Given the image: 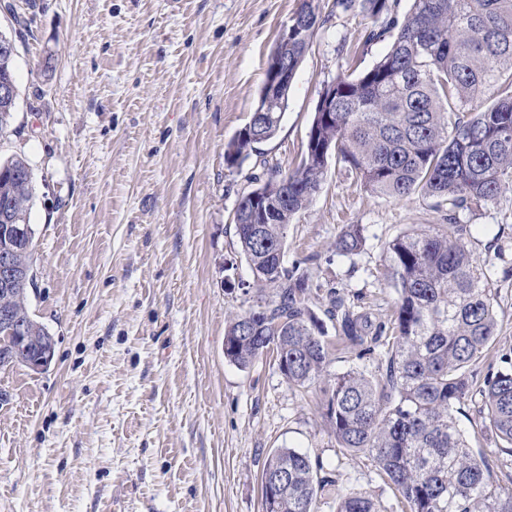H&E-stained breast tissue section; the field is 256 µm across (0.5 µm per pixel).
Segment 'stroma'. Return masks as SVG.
<instances>
[{
    "label": "stroma",
    "mask_w": 512,
    "mask_h": 512,
    "mask_svg": "<svg viewBox=\"0 0 512 512\" xmlns=\"http://www.w3.org/2000/svg\"><path fill=\"white\" fill-rule=\"evenodd\" d=\"M300 0H0L18 97L0 158L25 157L35 200L29 310L53 337L46 371H0V512H262L271 450L308 454L326 485L319 512L354 493L378 512L408 506L365 453L339 448L318 389L288 384L274 356L224 358L228 315L256 299L231 226L238 199L270 165L289 170L319 91L371 67L361 20L335 17L298 69L280 128L242 166L224 146L254 111L267 60ZM420 195L387 199L329 163L288 226L285 261L320 290L390 323L397 295L378 274L397 235L440 225ZM496 291L497 338L478 376L512 354V192L460 215ZM366 239L343 257L345 225ZM456 414L502 489L508 456L480 418Z\"/></svg>",
    "instance_id": "1"
}]
</instances>
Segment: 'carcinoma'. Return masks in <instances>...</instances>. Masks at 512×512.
Segmentation results:
<instances>
[{"label": "carcinoma", "mask_w": 512, "mask_h": 512, "mask_svg": "<svg viewBox=\"0 0 512 512\" xmlns=\"http://www.w3.org/2000/svg\"><path fill=\"white\" fill-rule=\"evenodd\" d=\"M399 0H302L299 18L289 21L288 77L295 76L319 28L343 14L371 19L365 42L390 40L387 53L359 72H340L322 92L330 112L314 113L300 164L269 176L242 195L233 224L260 295L255 305L230 318L224 358L241 368L268 352L288 383L308 388L322 383L323 411L338 446L366 452L400 491L410 512H512V492L492 484L488 461L476 456L455 417L476 387L473 367L496 337L495 289L469 249L467 225L457 213L481 208L512 191V0H412L397 16ZM499 85L490 105L486 90ZM290 86L267 102L255 119L257 133L275 136L288 106ZM257 141L238 132L224 160L239 167ZM367 191L409 199L416 194L448 207L443 232L398 235L384 247V277L397 294L390 326L374 325L341 299H331V317L341 312L339 337L379 352L385 373L351 368L330 374L334 343L309 306L310 277L284 262L288 224L319 193L330 159ZM34 200L32 171L21 157L0 161V207L6 220L29 223ZM16 265L33 268L34 238L0 239ZM361 226L348 224L336 250L357 254ZM272 290L265 298L264 290ZM29 286L0 291V308L26 328V359L54 348L45 326L28 307ZM484 419L502 447H512V359L488 373L479 386ZM286 474L278 493L262 490L263 512H317L324 481L310 457L276 448L261 479ZM336 512H378L362 496L340 499Z\"/></svg>", "instance_id": "obj_1"}]
</instances>
